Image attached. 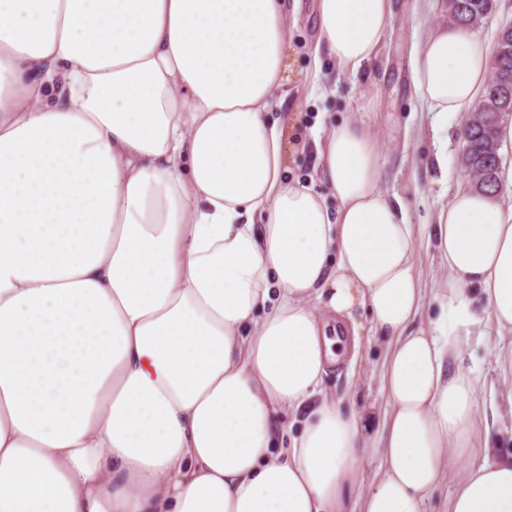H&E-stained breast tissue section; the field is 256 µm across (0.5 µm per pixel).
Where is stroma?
I'll list each match as a JSON object with an SVG mask.
<instances>
[{
    "label": "stroma",
    "mask_w": 512,
    "mask_h": 512,
    "mask_svg": "<svg viewBox=\"0 0 512 512\" xmlns=\"http://www.w3.org/2000/svg\"><path fill=\"white\" fill-rule=\"evenodd\" d=\"M393 19L380 53L358 74L341 71L327 52H316L319 0H299V12L288 24L290 80L288 100L273 118L290 123L287 175L309 180L317 162L313 131L345 120L364 121L376 137L384 158L381 185L405 200L414 224L433 223L453 191L469 178L458 163L464 126L449 118L439 130L433 114L419 100L410 79L411 49L418 35L442 18L439 0H392ZM448 153V179L440 181L431 160L436 151ZM494 338L469 336L459 366L479 376V412L494 455L512 454V368L498 360ZM385 343L373 336L369 322L359 327L355 362L328 371L325 386L339 398L352 397L358 410L382 415L387 407L382 389Z\"/></svg>",
    "instance_id": "stroma-1"
}]
</instances>
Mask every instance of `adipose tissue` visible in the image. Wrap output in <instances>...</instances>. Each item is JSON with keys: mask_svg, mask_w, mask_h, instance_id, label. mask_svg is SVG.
I'll list each match as a JSON object with an SVG mask.
<instances>
[{"mask_svg": "<svg viewBox=\"0 0 512 512\" xmlns=\"http://www.w3.org/2000/svg\"><path fill=\"white\" fill-rule=\"evenodd\" d=\"M391 0H320L340 69ZM288 0H0V512H512V456L479 431L449 320L512 335V203L466 188L427 239L357 120L317 147L321 196L284 177ZM466 27L415 46L440 127L477 104ZM367 319L388 341L381 421L331 396ZM300 420L277 450V415ZM379 463L369 484L359 472ZM416 267L421 284L426 290L428 303L426 302V305L415 324H426L430 318V313H433V311L436 310L435 306L431 310L429 302L433 295V282L441 271V265L438 256L435 254L434 250L427 248L425 237L422 236L419 237L416 242Z\"/></svg>", "mask_w": 512, "mask_h": 512, "instance_id": "obj_1", "label": "adipose tissue"}]
</instances>
